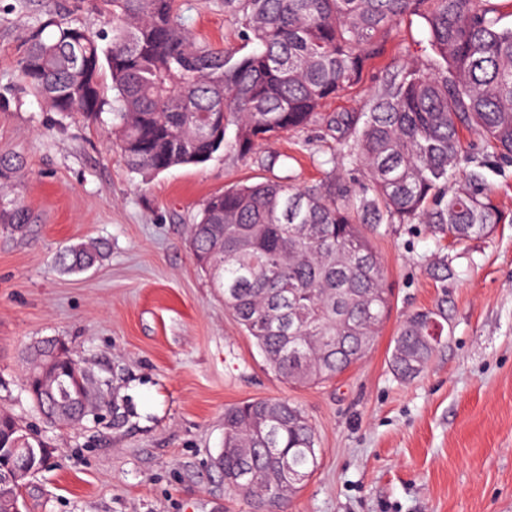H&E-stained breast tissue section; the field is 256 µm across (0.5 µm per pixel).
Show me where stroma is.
I'll return each instance as SVG.
<instances>
[{
    "label": "stroma",
    "mask_w": 512,
    "mask_h": 512,
    "mask_svg": "<svg viewBox=\"0 0 512 512\" xmlns=\"http://www.w3.org/2000/svg\"><path fill=\"white\" fill-rule=\"evenodd\" d=\"M73 0H0V156L23 162L9 186L29 213L24 231L0 224V411L49 446L26 480L25 512H250L212 461L226 406L283 398L315 426L318 465L287 512H512V165L475 142L503 219L486 237L456 242L426 224L372 235L391 308L370 353L336 380L293 385L270 372L196 264L189 226L211 195L242 182L285 179L311 188L360 179L335 161L323 122L280 135L243 157L225 149L198 166L131 171L106 125L54 112L25 90L17 62L36 19ZM200 41L241 57L253 44L224 0H181ZM426 44L405 17L362 81L330 113L362 111L370 95ZM101 239L109 253L80 274L57 270L69 245ZM444 254L454 271L432 268ZM444 301L448 338L416 379L389 365L392 339L414 312ZM45 339L65 343L127 409L52 427L23 390L24 358Z\"/></svg>",
    "instance_id": "stroma-1"
}]
</instances>
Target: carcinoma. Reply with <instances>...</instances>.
Masks as SVG:
<instances>
[{"instance_id": "obj_1", "label": "carcinoma", "mask_w": 512, "mask_h": 512, "mask_svg": "<svg viewBox=\"0 0 512 512\" xmlns=\"http://www.w3.org/2000/svg\"><path fill=\"white\" fill-rule=\"evenodd\" d=\"M257 49L234 55L194 39L178 0H79L78 21L48 10L36 20L19 61L20 81L56 112L98 120L109 107L120 155L133 171L160 173L203 164L229 147L247 156L282 133L321 119L342 164L363 172L352 190L334 181L316 189L286 180L240 185L211 196L190 228L196 262L213 273L224 305L266 365L289 384L329 382L371 350L390 307L381 260L368 231L426 223L455 241L491 234L501 216L482 166L448 188L464 161L466 128L512 160V26L493 0H224ZM407 15L422 19L427 51L407 61L361 112L326 114L325 104L357 84ZM111 78L112 99L100 83ZM234 125L215 138L211 121ZM19 163L0 158V183ZM26 211L0 196V224L22 229ZM108 243L61 250L63 273L94 266ZM443 304L409 316L389 363L407 381L441 344ZM76 360L55 366L53 400L82 420L112 407L108 383L82 377ZM42 414V383L24 381ZM318 438L305 413L285 399L224 408L225 487L255 497V512H279L297 481L317 467ZM0 446L44 448L11 414L0 415Z\"/></svg>"}]
</instances>
